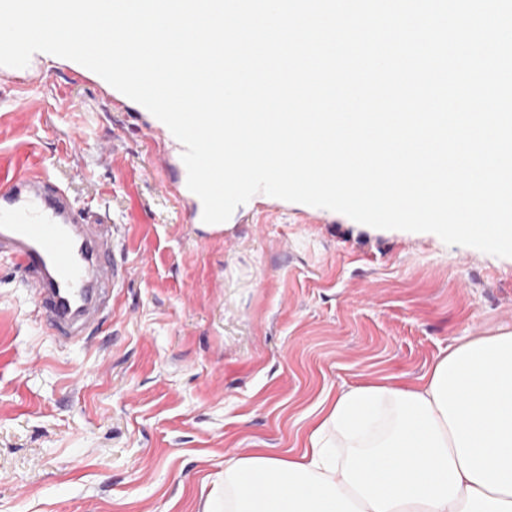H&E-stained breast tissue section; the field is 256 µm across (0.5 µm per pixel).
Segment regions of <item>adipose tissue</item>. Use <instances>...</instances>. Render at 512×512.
<instances>
[{
	"mask_svg": "<svg viewBox=\"0 0 512 512\" xmlns=\"http://www.w3.org/2000/svg\"><path fill=\"white\" fill-rule=\"evenodd\" d=\"M203 512H512V328L415 379L342 386L300 451L226 460Z\"/></svg>",
	"mask_w": 512,
	"mask_h": 512,
	"instance_id": "obj_1",
	"label": "adipose tissue"
}]
</instances>
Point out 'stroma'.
Wrapping results in <instances>:
<instances>
[{
  "mask_svg": "<svg viewBox=\"0 0 512 512\" xmlns=\"http://www.w3.org/2000/svg\"><path fill=\"white\" fill-rule=\"evenodd\" d=\"M147 120L75 61L0 71V175L36 166L109 209L130 270L111 319L63 348L0 262V512H201L225 460L302 448L340 386L512 327V258L257 197L199 230Z\"/></svg>",
  "mask_w": 512,
  "mask_h": 512,
  "instance_id": "35a3bbf8",
  "label": "stroma"
}]
</instances>
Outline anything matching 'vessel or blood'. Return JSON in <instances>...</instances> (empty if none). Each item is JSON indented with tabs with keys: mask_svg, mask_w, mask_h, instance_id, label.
Here are the masks:
<instances>
[{
	"mask_svg": "<svg viewBox=\"0 0 512 512\" xmlns=\"http://www.w3.org/2000/svg\"><path fill=\"white\" fill-rule=\"evenodd\" d=\"M108 211L83 210L44 170L0 178V260L21 273L36 319L64 348L112 314L129 270Z\"/></svg>",
	"mask_w": 512,
	"mask_h": 512,
	"instance_id": "obj_1",
	"label": "vessel or blood"
}]
</instances>
